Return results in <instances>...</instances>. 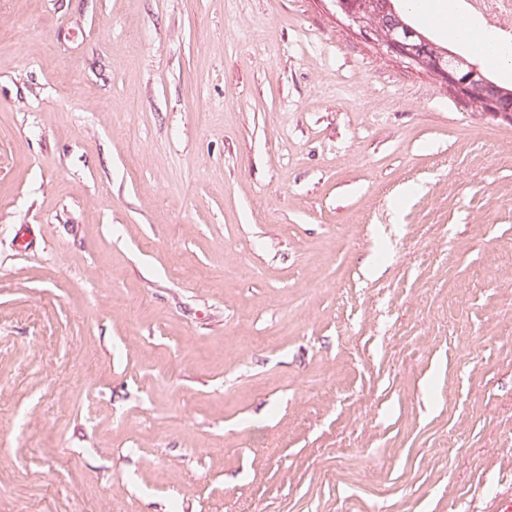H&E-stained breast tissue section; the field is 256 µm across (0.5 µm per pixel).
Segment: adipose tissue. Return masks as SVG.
<instances>
[{"label":"adipose tissue","instance_id":"adipose-tissue-1","mask_svg":"<svg viewBox=\"0 0 512 512\" xmlns=\"http://www.w3.org/2000/svg\"><path fill=\"white\" fill-rule=\"evenodd\" d=\"M411 2L414 10L423 18L447 23L452 34L464 43L468 50L483 54L486 64L512 71V52L505 50L493 37L474 26L459 28L458 15L453 11L450 0H411Z\"/></svg>","mask_w":512,"mask_h":512}]
</instances>
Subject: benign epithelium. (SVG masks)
Instances as JSON below:
<instances>
[{
  "instance_id": "benign-epithelium-1",
  "label": "benign epithelium",
  "mask_w": 512,
  "mask_h": 512,
  "mask_svg": "<svg viewBox=\"0 0 512 512\" xmlns=\"http://www.w3.org/2000/svg\"><path fill=\"white\" fill-rule=\"evenodd\" d=\"M336 9L357 29L367 41L386 49L390 54L403 59L409 66L422 68L439 77L457 95L469 97L474 89H482L485 114L512 121V105H504L496 94V87L487 81L477 66L470 73L462 74L452 63L453 54L447 50L438 53L429 51L431 42L412 41L413 29L407 26L394 10L379 14L377 0H333Z\"/></svg>"
}]
</instances>
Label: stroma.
I'll list each match as a JSON object with an SVG mask.
<instances>
[{"label": "stroma", "mask_w": 512, "mask_h": 512, "mask_svg": "<svg viewBox=\"0 0 512 512\" xmlns=\"http://www.w3.org/2000/svg\"><path fill=\"white\" fill-rule=\"evenodd\" d=\"M509 484L512 122L332 0H0V512Z\"/></svg>", "instance_id": "1"}]
</instances>
